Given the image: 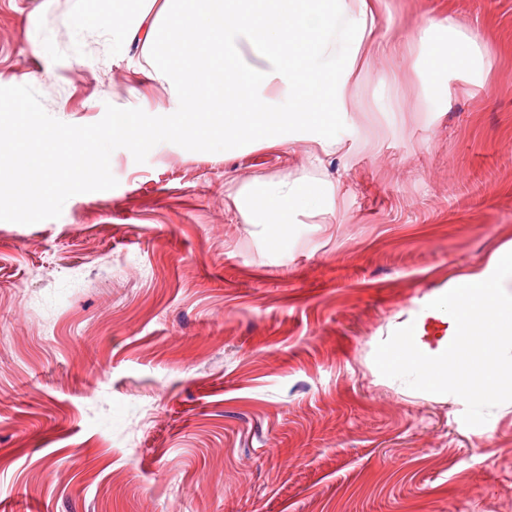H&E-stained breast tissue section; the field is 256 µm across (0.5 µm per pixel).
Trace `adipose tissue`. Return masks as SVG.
Returning a JSON list of instances; mask_svg holds the SVG:
<instances>
[{
  "mask_svg": "<svg viewBox=\"0 0 512 512\" xmlns=\"http://www.w3.org/2000/svg\"><path fill=\"white\" fill-rule=\"evenodd\" d=\"M379 13L375 0H148L136 13L82 0L81 30L126 51L141 49L145 76L177 92L175 111L119 112L112 134L135 148L160 136L230 152L243 142L337 146L339 116L369 73L365 54ZM430 41L422 78L431 97L448 95L452 75L491 68L477 38L455 23L421 20ZM318 182L253 180L233 204L246 223L267 227L279 247L294 213L331 197Z\"/></svg>",
  "mask_w": 512,
  "mask_h": 512,
  "instance_id": "1",
  "label": "adipose tissue"
}]
</instances>
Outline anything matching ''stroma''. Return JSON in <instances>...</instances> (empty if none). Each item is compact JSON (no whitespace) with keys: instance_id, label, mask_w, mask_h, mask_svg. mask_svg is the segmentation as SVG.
<instances>
[{"instance_id":"stroma-1","label":"stroma","mask_w":512,"mask_h":512,"mask_svg":"<svg viewBox=\"0 0 512 512\" xmlns=\"http://www.w3.org/2000/svg\"><path fill=\"white\" fill-rule=\"evenodd\" d=\"M79 0H0V87L51 116L171 109L138 51L104 52ZM453 19L494 61L429 97L421 19ZM337 149L113 152L108 196L0 222V512H512V402L380 374L395 329L512 251V0H383ZM323 181L276 249L231 197L254 178Z\"/></svg>"}]
</instances>
